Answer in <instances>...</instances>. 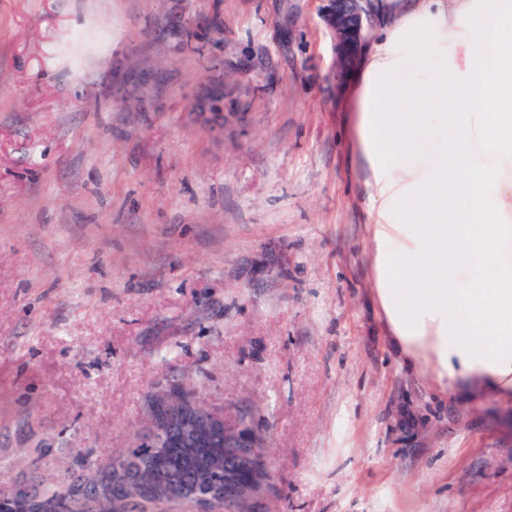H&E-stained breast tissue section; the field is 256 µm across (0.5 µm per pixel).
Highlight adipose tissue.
Listing matches in <instances>:
<instances>
[{
	"instance_id": "obj_1",
	"label": "adipose tissue",
	"mask_w": 512,
	"mask_h": 512,
	"mask_svg": "<svg viewBox=\"0 0 512 512\" xmlns=\"http://www.w3.org/2000/svg\"><path fill=\"white\" fill-rule=\"evenodd\" d=\"M347 86L390 341L512 397V0H379Z\"/></svg>"
}]
</instances>
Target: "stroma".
I'll return each mask as SVG.
<instances>
[{
	"label": "stroma",
	"mask_w": 512,
	"mask_h": 512,
	"mask_svg": "<svg viewBox=\"0 0 512 512\" xmlns=\"http://www.w3.org/2000/svg\"><path fill=\"white\" fill-rule=\"evenodd\" d=\"M320 7L0 0V494L91 477L178 382L266 426L260 512H512V401L388 338Z\"/></svg>",
	"instance_id": "1"
}]
</instances>
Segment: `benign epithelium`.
Returning a JSON list of instances; mask_svg holds the SVG:
<instances>
[{"label": "benign epithelium", "instance_id": "7a95c632", "mask_svg": "<svg viewBox=\"0 0 512 512\" xmlns=\"http://www.w3.org/2000/svg\"><path fill=\"white\" fill-rule=\"evenodd\" d=\"M322 18L330 30L336 52V69L351 65L367 40L375 17L374 0H321ZM219 126L243 124L240 112L203 113ZM172 391L153 398L150 432L142 441L151 448L144 456L127 459L117 468L105 467L96 488L112 486L113 498L123 512L139 506L145 499L162 498L187 504L193 512H239L241 498L250 490L264 487L270 479L264 459L254 444L256 430L246 421L230 426L222 418L208 413L199 400L183 402L182 414L172 418L166 413ZM190 458L194 477L179 476L160 480L157 470L170 453ZM32 501L26 487L0 498V512H30Z\"/></svg>", "mask_w": 512, "mask_h": 512}]
</instances>
